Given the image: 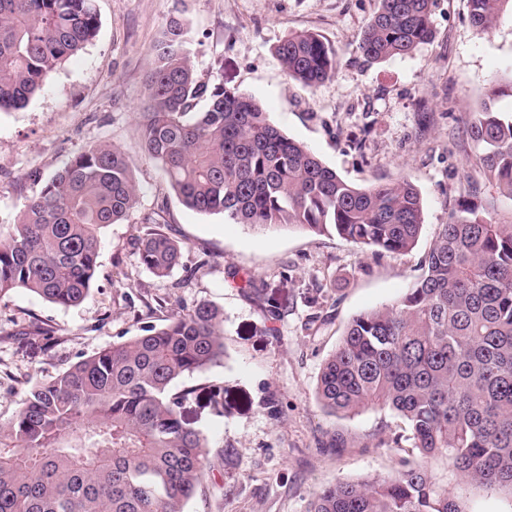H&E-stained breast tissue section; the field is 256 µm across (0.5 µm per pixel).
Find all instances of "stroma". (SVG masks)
<instances>
[{
	"label": "stroma",
	"mask_w": 512,
	"mask_h": 512,
	"mask_svg": "<svg viewBox=\"0 0 512 512\" xmlns=\"http://www.w3.org/2000/svg\"><path fill=\"white\" fill-rule=\"evenodd\" d=\"M96 38L56 68L20 109L0 112V229L81 147L105 143L133 164L139 187L127 221L101 232L86 299L49 303L23 288L0 298V421L27 391L76 361L160 326L202 301L224 311V357L179 386L224 388L186 415L207 438L209 469L186 512H304L313 492L339 481L383 478L427 464L467 512H512V495L470 487L444 460H424L407 426L387 409L329 413L315 386L325 359L359 313L397 301L423 273L441 224L461 203L512 222V196L489 182L468 133L491 102L512 113V14L488 31L467 0H434V36L412 53L365 61L359 42L377 0H95ZM188 29L198 74L222 79L262 105L288 137L310 147L345 180L364 187L406 176L424 202L409 252H378L336 234L233 224L191 211L160 164L142 154L139 107L150 51L171 18ZM321 35L334 74L313 88L289 77L276 46L289 34ZM184 246L183 263L159 278L142 267L143 216ZM253 276L254 290L232 284ZM50 329L51 339L34 335Z\"/></svg>",
	"instance_id": "stroma-1"
}]
</instances>
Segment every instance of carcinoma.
Returning <instances> with one entry per match:
<instances>
[{"mask_svg": "<svg viewBox=\"0 0 512 512\" xmlns=\"http://www.w3.org/2000/svg\"><path fill=\"white\" fill-rule=\"evenodd\" d=\"M491 29L512 0H469ZM433 0H378L361 41L366 61L411 53L433 34ZM94 0H0V111L24 106L57 65L97 35ZM173 18L155 46L141 112L145 156L161 164L187 208L233 224L334 233L391 253L411 251L424 221L404 176L358 187L289 138L249 96L202 79ZM288 76L315 86L336 69L314 32L275 48ZM485 176L512 196V114L486 104L470 124ZM118 149L78 150L0 235V297L25 288L62 307L94 279L101 230L137 203ZM159 278L183 246L159 229L139 239ZM224 357V311L206 301L79 360L34 385L0 422V512H185L203 482L208 443L184 415L198 388L180 378ZM332 413L382 407L407 423L414 447L444 458L463 483L512 492V224L463 205L440 225L419 280L393 305L348 324L315 388ZM305 512H465L429 468L325 486Z\"/></svg>", "mask_w": 512, "mask_h": 512, "instance_id": "cac0c4a2", "label": "carcinoma"}]
</instances>
